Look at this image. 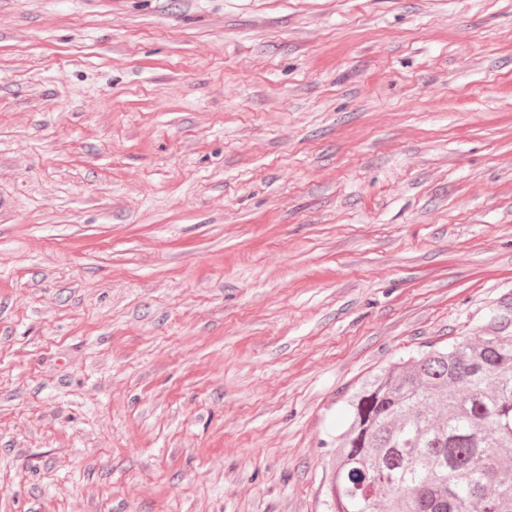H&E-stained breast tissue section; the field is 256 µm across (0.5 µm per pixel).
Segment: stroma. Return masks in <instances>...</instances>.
Here are the masks:
<instances>
[{"mask_svg": "<svg viewBox=\"0 0 512 512\" xmlns=\"http://www.w3.org/2000/svg\"><path fill=\"white\" fill-rule=\"evenodd\" d=\"M494 319L512 0H0V512H326Z\"/></svg>", "mask_w": 512, "mask_h": 512, "instance_id": "35a3bbf8", "label": "stroma"}]
</instances>
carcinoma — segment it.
Masks as SVG:
<instances>
[{"instance_id":"obj_1","label":"carcinoma","mask_w":512,"mask_h":512,"mask_svg":"<svg viewBox=\"0 0 512 512\" xmlns=\"http://www.w3.org/2000/svg\"><path fill=\"white\" fill-rule=\"evenodd\" d=\"M327 512H512V323L402 359L347 401Z\"/></svg>"}]
</instances>
